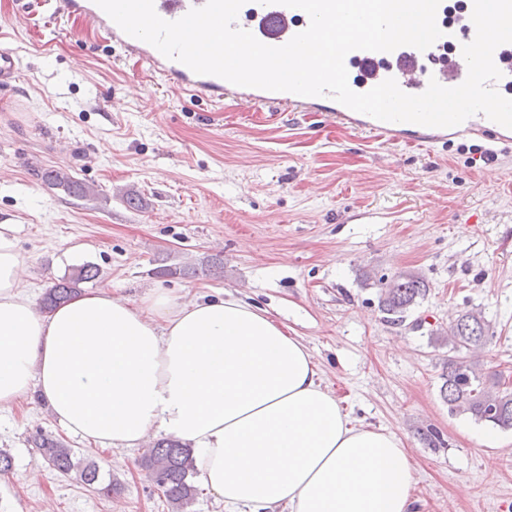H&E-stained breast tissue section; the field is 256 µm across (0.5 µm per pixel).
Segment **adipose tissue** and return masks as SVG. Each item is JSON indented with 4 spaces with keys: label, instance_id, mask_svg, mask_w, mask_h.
Masks as SVG:
<instances>
[{
    "label": "adipose tissue",
    "instance_id": "ef3b65f1",
    "mask_svg": "<svg viewBox=\"0 0 512 512\" xmlns=\"http://www.w3.org/2000/svg\"><path fill=\"white\" fill-rule=\"evenodd\" d=\"M15 231L0 224L1 411L37 395L68 433L119 452L175 437L225 512H419L402 441L354 422L267 309L156 288L42 312Z\"/></svg>",
    "mask_w": 512,
    "mask_h": 512
}]
</instances>
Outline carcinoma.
<instances>
[{
	"label": "carcinoma",
	"instance_id": "obj_1",
	"mask_svg": "<svg viewBox=\"0 0 512 512\" xmlns=\"http://www.w3.org/2000/svg\"><path fill=\"white\" fill-rule=\"evenodd\" d=\"M41 182L53 188H61L75 197H87L95 193L92 186L75 179L66 170L35 169ZM154 274L161 277L196 278L198 276H221L224 274V259L219 254L210 255L201 265H162ZM100 270L92 264L75 268L46 289L39 301V307L50 309L67 301L80 291L81 285L95 281ZM379 303L386 314V321L400 325L406 314L416 305L417 299L426 295L428 284L411 271L399 272L389 280H381ZM493 338L490 321L478 312H465L448 326V357L441 374L440 396L452 414H469L478 421L490 422L503 429L512 430V382L503 373L485 374L475 370L479 350ZM28 443L37 448L44 460L55 471L68 475L80 470L82 481L88 486H97V492L108 495L112 483H104L100 467L90 462L80 465L75 452L57 439L44 434L29 437ZM140 465L146 478L160 488L171 512H186L197 496V487L192 478L197 474L192 449L173 438H161L141 457Z\"/></svg>",
	"mask_w": 512,
	"mask_h": 512
}]
</instances>
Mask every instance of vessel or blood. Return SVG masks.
<instances>
[{
	"instance_id": "1",
	"label": "vessel or blood",
	"mask_w": 512,
	"mask_h": 512,
	"mask_svg": "<svg viewBox=\"0 0 512 512\" xmlns=\"http://www.w3.org/2000/svg\"><path fill=\"white\" fill-rule=\"evenodd\" d=\"M204 3L205 0H154V7L161 18L173 21ZM472 11V0H465L461 12L452 19L448 18L445 7H438L436 21L442 35L424 51L411 46L391 52L351 51L345 58L351 89L363 93L389 78L395 79L404 92L413 95L424 92L432 79L446 87L460 85L468 72L462 47L471 42L476 33ZM53 13L82 19L94 31L103 34L108 43L137 56L153 72L193 99L204 96L218 104L230 95L240 104L251 107L286 105L299 112L321 113L333 124L368 133L380 141L418 148L444 143L452 137L480 138L493 148L512 147V129L504 128L482 114L473 115L451 128L386 122L355 112L328 96L304 97L290 92H272L237 86L214 75L196 74L185 64L165 57L149 43L128 36L95 0H54ZM236 24L251 31L264 44L281 46L303 31L309 18L301 9L277 4L276 0L269 5L247 0L238 13ZM493 59L502 73L495 84L496 89L502 93L512 89V43L497 47ZM20 68V60L13 49L0 43V88L13 85Z\"/></svg>"
}]
</instances>
